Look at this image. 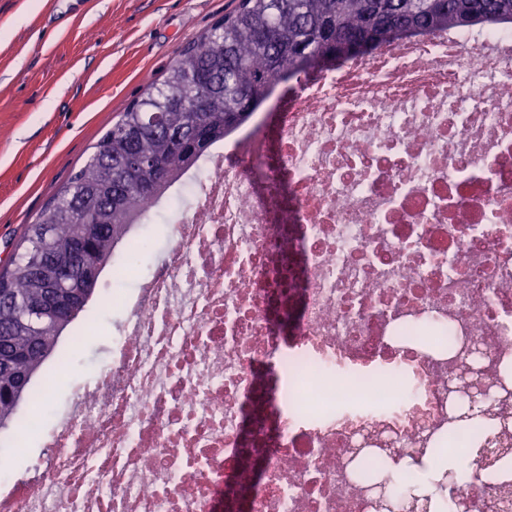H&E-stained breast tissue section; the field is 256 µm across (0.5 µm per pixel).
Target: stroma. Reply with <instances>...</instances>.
<instances>
[{"label":"stroma","instance_id":"obj_1","mask_svg":"<svg viewBox=\"0 0 512 512\" xmlns=\"http://www.w3.org/2000/svg\"><path fill=\"white\" fill-rule=\"evenodd\" d=\"M238 0H0V267L25 225L94 151L146 85L162 82L180 51ZM150 249L129 273L97 283V328L65 336L70 380L44 381V420L112 357L122 297L154 270L170 245L164 218L149 225Z\"/></svg>","mask_w":512,"mask_h":512}]
</instances>
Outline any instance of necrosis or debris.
<instances>
[{
    "instance_id": "4bbe7bcc",
    "label": "necrosis or debris",
    "mask_w": 512,
    "mask_h": 512,
    "mask_svg": "<svg viewBox=\"0 0 512 512\" xmlns=\"http://www.w3.org/2000/svg\"><path fill=\"white\" fill-rule=\"evenodd\" d=\"M145 208L172 243L120 307L112 358L0 512H418L471 347L512 368V23L392 42L305 76ZM441 328L440 348L410 339ZM424 488L512 512L476 452Z\"/></svg>"
}]
</instances>
